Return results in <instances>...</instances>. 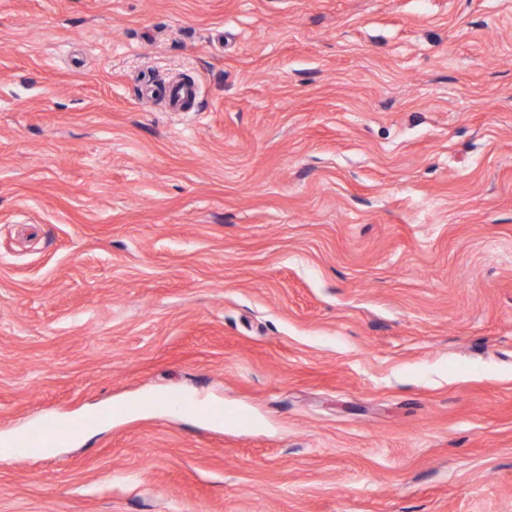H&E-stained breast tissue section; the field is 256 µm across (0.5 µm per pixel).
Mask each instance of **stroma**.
I'll list each match as a JSON object with an SVG mask.
<instances>
[{
    "mask_svg": "<svg viewBox=\"0 0 512 512\" xmlns=\"http://www.w3.org/2000/svg\"><path fill=\"white\" fill-rule=\"evenodd\" d=\"M62 418L0 512H512V0H0V441ZM199 86L194 81L177 82L165 89V95L172 108L179 112L184 111L193 102H198Z\"/></svg>",
    "mask_w": 512,
    "mask_h": 512,
    "instance_id": "obj_1",
    "label": "stroma"
}]
</instances>
